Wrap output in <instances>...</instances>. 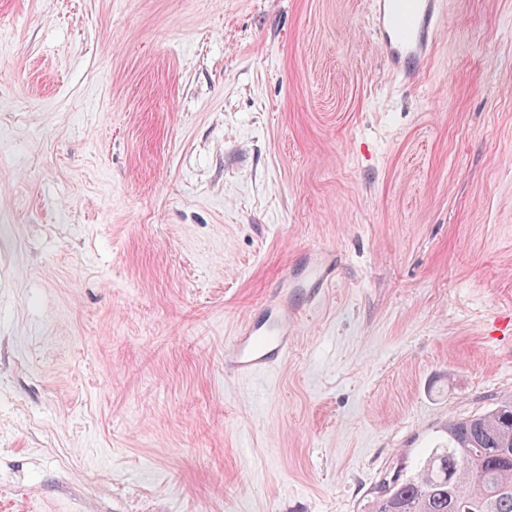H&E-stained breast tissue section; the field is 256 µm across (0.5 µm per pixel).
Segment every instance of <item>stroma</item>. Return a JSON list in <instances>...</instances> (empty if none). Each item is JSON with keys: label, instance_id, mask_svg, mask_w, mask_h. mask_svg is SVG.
Returning <instances> with one entry per match:
<instances>
[{"label": "stroma", "instance_id": "35a3bbf8", "mask_svg": "<svg viewBox=\"0 0 512 512\" xmlns=\"http://www.w3.org/2000/svg\"><path fill=\"white\" fill-rule=\"evenodd\" d=\"M447 3L409 88L366 0H0L7 512H370L512 401V0ZM336 260L334 254L315 252L307 267L300 272H292L289 288H299V291L310 301L328 288L335 277ZM297 321L294 307L276 302L264 320L248 321L234 338L227 359L229 367L245 377L276 371L288 358V334Z\"/></svg>", "mask_w": 512, "mask_h": 512}]
</instances>
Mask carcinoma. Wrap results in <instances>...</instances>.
<instances>
[{
  "label": "carcinoma",
  "instance_id": "obj_1",
  "mask_svg": "<svg viewBox=\"0 0 512 512\" xmlns=\"http://www.w3.org/2000/svg\"><path fill=\"white\" fill-rule=\"evenodd\" d=\"M371 512H512V402L448 424L415 468L384 486Z\"/></svg>",
  "mask_w": 512,
  "mask_h": 512
}]
</instances>
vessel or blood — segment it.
I'll return each instance as SVG.
<instances>
[{
	"instance_id": "1",
	"label": "vessel or blood",
	"mask_w": 512,
	"mask_h": 512,
	"mask_svg": "<svg viewBox=\"0 0 512 512\" xmlns=\"http://www.w3.org/2000/svg\"><path fill=\"white\" fill-rule=\"evenodd\" d=\"M447 0H372V33L389 73L404 84L416 82L432 58L441 35ZM336 260L313 253L307 267L293 273L289 285L315 299L335 277ZM298 321L295 308L279 302L264 320L247 322L233 340L227 363L238 375L271 373L287 359L288 334Z\"/></svg>"
}]
</instances>
